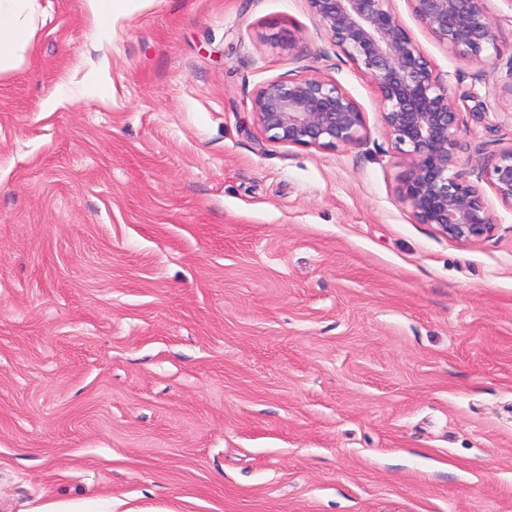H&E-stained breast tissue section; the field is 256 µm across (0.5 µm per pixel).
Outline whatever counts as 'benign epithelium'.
<instances>
[{"instance_id":"1","label":"benign epithelium","mask_w":512,"mask_h":512,"mask_svg":"<svg viewBox=\"0 0 512 512\" xmlns=\"http://www.w3.org/2000/svg\"><path fill=\"white\" fill-rule=\"evenodd\" d=\"M318 26L368 74L383 105L382 120L406 169L398 198L420 224L450 240L472 242L495 229L482 190L459 172L464 147L456 102L434 74L393 0H306ZM416 21L449 54L474 63L501 55L486 0H408ZM268 139L336 150L367 136L364 112L336 81L320 74L269 81L252 101ZM497 199L512 207V145L485 170Z\"/></svg>"}]
</instances>
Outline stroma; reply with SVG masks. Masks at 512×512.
Wrapping results in <instances>:
<instances>
[{
    "instance_id": "obj_1",
    "label": "stroma",
    "mask_w": 512,
    "mask_h": 512,
    "mask_svg": "<svg viewBox=\"0 0 512 512\" xmlns=\"http://www.w3.org/2000/svg\"><path fill=\"white\" fill-rule=\"evenodd\" d=\"M461 113L512 146L500 57L449 55L393 0ZM0 73V512H512V208L460 243L396 196L371 79L306 0H151L96 47L33 0ZM102 71L105 98L54 111ZM321 74L363 143L267 140L252 99Z\"/></svg>"
}]
</instances>
